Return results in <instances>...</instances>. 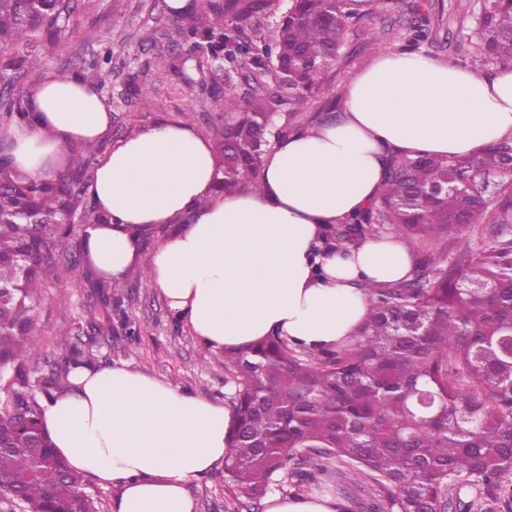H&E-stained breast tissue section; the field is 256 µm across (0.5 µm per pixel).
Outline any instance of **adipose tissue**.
Segmentation results:
<instances>
[{"mask_svg":"<svg viewBox=\"0 0 512 512\" xmlns=\"http://www.w3.org/2000/svg\"><path fill=\"white\" fill-rule=\"evenodd\" d=\"M33 119L0 130L14 169L56 174L71 144L97 143L112 114L97 83L49 74L30 91ZM512 138V68L489 73L390 51L348 85L339 121L296 131L266 158L261 188L218 195L212 146L161 120L99 157L87 191L110 215L84 238L89 266L122 279L143 231L190 216L149 272L170 308L213 353L269 335L323 349L349 341L368 312V284L404 278L412 256L396 234L341 250L330 225L379 196L392 154L474 157ZM43 426L76 471L112 482V512H194L190 485L220 467L230 408L123 365L73 369L42 398Z\"/></svg>","mask_w":512,"mask_h":512,"instance_id":"ef3b65f1","label":"adipose tissue"}]
</instances>
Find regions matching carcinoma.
<instances>
[{
    "instance_id": "cac0c4a2",
    "label": "carcinoma",
    "mask_w": 512,
    "mask_h": 512,
    "mask_svg": "<svg viewBox=\"0 0 512 512\" xmlns=\"http://www.w3.org/2000/svg\"><path fill=\"white\" fill-rule=\"evenodd\" d=\"M69 17V0H0V81L39 67L37 44ZM352 17L346 0H290L280 12L273 0H189L173 17L171 40L187 50L158 56L157 66L220 71L202 83L224 113L216 192L259 187L270 138L288 136L276 119L309 103ZM476 31L478 61L512 63V0H481ZM242 79L267 90L241 97ZM27 118L22 92L0 96V120ZM511 146L505 138L472 158L397 156L379 199L328 228L336 248L394 233L419 252L404 279L366 288L368 314L352 340L313 349L277 335L224 352L236 417L224 483L247 512L289 485L300 496L321 480L345 498L354 486L366 493L359 512H512V203L487 222ZM71 151L72 166L45 179L18 178L0 154V374L25 407L0 410V512L15 503L96 512L82 475L43 432L38 401L92 358L74 345L50 376L33 380L26 369L39 359L34 304L71 234L62 219L110 223L81 194L97 147ZM461 226L476 228L482 245L450 253L448 235ZM94 327L112 329L111 298Z\"/></svg>"
}]
</instances>
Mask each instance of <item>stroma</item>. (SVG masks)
Here are the masks:
<instances>
[{"label":"stroma","instance_id":"35a3bbf8","mask_svg":"<svg viewBox=\"0 0 512 512\" xmlns=\"http://www.w3.org/2000/svg\"><path fill=\"white\" fill-rule=\"evenodd\" d=\"M437 0H387L381 9L367 4L351 21L335 65L319 74V93L308 106L289 119L292 127L314 124L320 112L342 109L348 83L379 54L400 49L411 6H419L432 19V35L419 51L470 69V39L475 29L479 0H444L445 16H438ZM76 26H65L53 40L39 45L43 64L39 71L19 73L16 86L31 90L42 75H77L104 55H111L110 73L101 92L112 109V125L101 150L143 130L158 120H190L207 138H214L217 117L200 84L210 81L212 71L187 65L179 74L155 70L157 54L172 52L169 33L173 27L164 0H72ZM140 92L129 95L130 80ZM78 224L59 250L57 273L44 283L34 312V332L41 346L40 360L32 364L33 377L50 375L63 362L71 344L90 352L94 366L127 364L158 379L168 380L213 402H225L224 358L204 349L185 321L170 309L149 278L146 267L165 235L157 229L143 237L141 262L121 281L112 302V329L96 334L91 328L98 304L89 284H75L68 263L84 238ZM196 512H237L239 504L227 496L223 469H216L190 486Z\"/></svg>","mask_w":512,"mask_h":512}]
</instances>
